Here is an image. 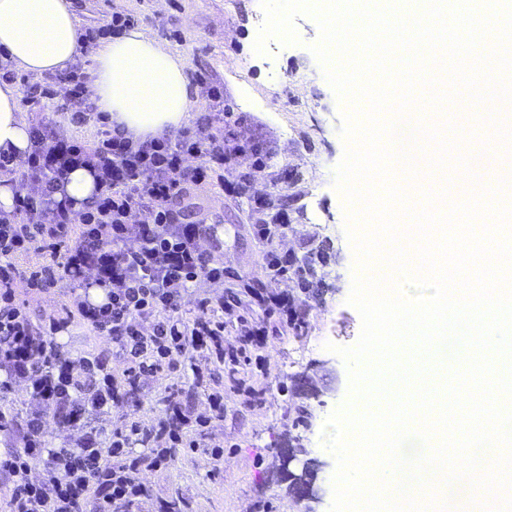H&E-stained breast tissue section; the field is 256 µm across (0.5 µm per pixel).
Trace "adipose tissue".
I'll use <instances>...</instances> for the list:
<instances>
[{
	"instance_id": "1",
	"label": "adipose tissue",
	"mask_w": 512,
	"mask_h": 512,
	"mask_svg": "<svg viewBox=\"0 0 512 512\" xmlns=\"http://www.w3.org/2000/svg\"><path fill=\"white\" fill-rule=\"evenodd\" d=\"M16 69L43 74L65 69L78 54L76 17L68 0H0V48ZM91 89L111 121L137 138L179 129L191 107L183 58L133 28L95 55ZM29 123L14 85L0 84V150L16 160L29 150Z\"/></svg>"
}]
</instances>
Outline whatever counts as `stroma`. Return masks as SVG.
Wrapping results in <instances>:
<instances>
[{"label": "stroma", "mask_w": 512, "mask_h": 512, "mask_svg": "<svg viewBox=\"0 0 512 512\" xmlns=\"http://www.w3.org/2000/svg\"><path fill=\"white\" fill-rule=\"evenodd\" d=\"M78 25H93L112 9H124L137 26L156 37L186 62L187 75L209 72L224 86V103L247 119L245 135L269 143L275 152L273 166L254 173L250 192L277 193L288 207L291 226L280 240L282 251L303 255L309 238L322 242L325 259L322 290L295 292L291 282L281 290L294 292L296 303L307 313L301 332L271 337L265 350L266 371L254 374L261 391L252 405L241 404L233 391V378L224 367L201 366L224 384V463L213 469L202 458H185L157 473L147 474L156 495L188 498L195 512H304L289 489V479L279 470L282 448H302V461L315 465L320 498L316 512H330L336 459L324 446L327 419L348 399L349 370L335 347L354 346L362 319L348 302L356 265L347 238L346 210L336 186V168L343 159L342 113L346 108L328 82L323 67L311 51L320 39L314 17L297 15L293 21L297 44L283 45L272 38L265 54L254 51L264 23L260 0H70ZM195 211L207 214L224 230V265L250 278L261 273V250L248 224L249 202L220 190L193 197ZM178 395L194 413L207 414L201 391L188 378L171 375L164 381L147 379L138 410L119 403L113 420L136 413L151 422L164 413L165 393ZM307 421L291 422L297 410Z\"/></svg>", "instance_id": "stroma-1"}]
</instances>
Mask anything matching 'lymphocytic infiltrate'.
I'll return each instance as SVG.
<instances>
[{
    "instance_id": "f902f5d3",
    "label": "lymphocytic infiltrate",
    "mask_w": 512,
    "mask_h": 512,
    "mask_svg": "<svg viewBox=\"0 0 512 512\" xmlns=\"http://www.w3.org/2000/svg\"><path fill=\"white\" fill-rule=\"evenodd\" d=\"M196 81L207 109L175 133L144 140L109 124L90 103L79 65L56 74L54 86H27L31 109L52 100L72 124L97 131L87 142L41 118L30 128L24 168L0 151V184L38 186L33 195L15 192L12 209L0 210V392L22 380L32 400L20 417L0 412V429L18 437L0 457L6 512H185L189 500L158 497L144 476L188 456L224 461V436L215 430L224 419V386L205 378L197 354L246 381L250 353L265 349L271 333L306 325L293 296L277 289L293 263L277 246L288 216L271 197L249 195L253 173L270 168L274 154L241 133L245 120L225 109L222 84L203 72ZM78 167L92 170L96 191L74 202L66 185ZM231 170L235 179H226ZM201 187L250 197L262 275L237 285L203 249L215 228L203 213L189 220L185 203ZM138 213L143 221H135ZM32 251L49 262L19 270L17 259ZM21 282L35 294L66 291L67 300L33 322L17 297ZM193 287L201 295L188 310L183 299ZM76 324L111 343L115 357L71 358L59 338ZM230 326L235 343L228 347ZM177 370L191 371L208 415H194L170 395L155 422L132 413L110 420L113 404L133 400L146 379ZM49 413L58 428L79 432L73 447L52 445L43 422ZM161 439L166 447H158Z\"/></svg>"
}]
</instances>
